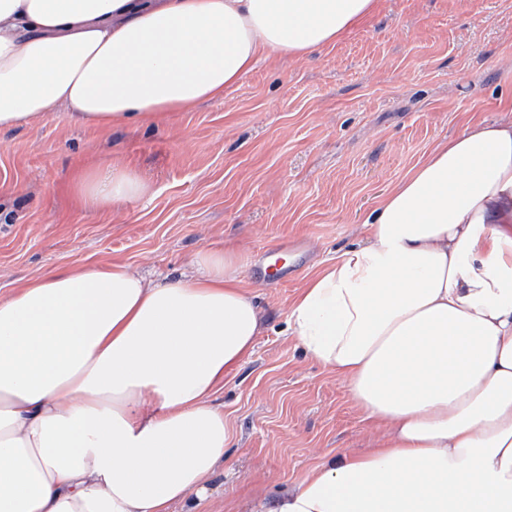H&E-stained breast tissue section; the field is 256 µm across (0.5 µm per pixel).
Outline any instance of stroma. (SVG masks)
Listing matches in <instances>:
<instances>
[{
  "mask_svg": "<svg viewBox=\"0 0 512 512\" xmlns=\"http://www.w3.org/2000/svg\"><path fill=\"white\" fill-rule=\"evenodd\" d=\"M512 104V0H376L336 43L260 58L224 97L156 128L85 129L66 109L0 131V296L52 265L120 260L147 278L234 249L266 317L217 401L233 436L198 512H250L332 450L375 431L344 383L305 355L295 291L363 237L378 199L466 121ZM127 161L150 195L77 208L79 162Z\"/></svg>",
  "mask_w": 512,
  "mask_h": 512,
  "instance_id": "35a3bbf8",
  "label": "stroma"
}]
</instances>
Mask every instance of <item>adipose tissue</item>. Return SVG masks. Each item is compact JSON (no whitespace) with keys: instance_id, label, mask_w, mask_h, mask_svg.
Returning <instances> with one entry per match:
<instances>
[{"instance_id":"ef3b65f1","label":"adipose tissue","mask_w":512,"mask_h":512,"mask_svg":"<svg viewBox=\"0 0 512 512\" xmlns=\"http://www.w3.org/2000/svg\"><path fill=\"white\" fill-rule=\"evenodd\" d=\"M376 0H0V130L58 107L108 132L223 97L262 55L341 39ZM76 204L148 196L79 164ZM367 235L288 309L305 353L387 430L252 512H512V116L437 144ZM196 276L60 265L0 297V512H169L202 497L231 431L216 395L264 310L222 250Z\"/></svg>"}]
</instances>
